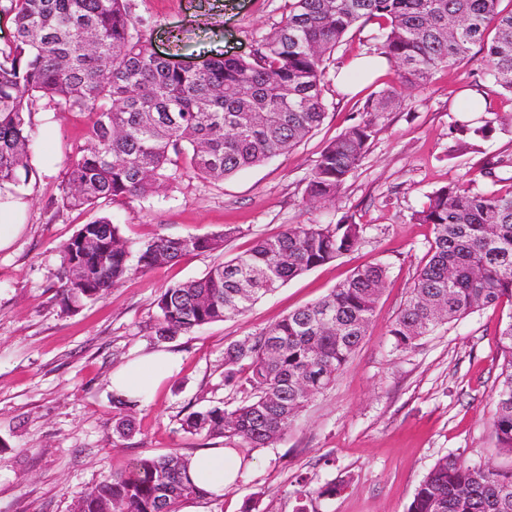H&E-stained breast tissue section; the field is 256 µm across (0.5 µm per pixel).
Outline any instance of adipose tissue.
Here are the masks:
<instances>
[{"label": "adipose tissue", "instance_id": "1", "mask_svg": "<svg viewBox=\"0 0 512 512\" xmlns=\"http://www.w3.org/2000/svg\"><path fill=\"white\" fill-rule=\"evenodd\" d=\"M175 359L168 354H147L129 361L112 374V388L132 400L151 397L160 382L176 369ZM241 461L233 450L210 448L197 453L189 461V474L202 488L218 492L235 479Z\"/></svg>", "mask_w": 512, "mask_h": 512}]
</instances>
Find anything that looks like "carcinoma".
<instances>
[{
  "label": "carcinoma",
  "mask_w": 512,
  "mask_h": 512,
  "mask_svg": "<svg viewBox=\"0 0 512 512\" xmlns=\"http://www.w3.org/2000/svg\"><path fill=\"white\" fill-rule=\"evenodd\" d=\"M503 0H292L288 16L255 40L247 57L199 56L172 67L153 56L130 0H11L13 40L0 47V190L27 183L36 141L34 99L87 114V141L59 187L66 210L149 199L183 175L222 180L300 145L322 124L326 61L355 28L373 25L366 54L395 68L399 86L369 94L362 111L389 112L401 90L441 68L484 52L485 79L512 95V8ZM494 35H489V32ZM376 130L360 121L326 144L307 185L308 200H336ZM433 226L427 259L388 330L406 351L437 326L512 301V193L440 187L411 214ZM362 228L287 224L248 252L202 277L164 289L155 334L179 336L247 312L261 297L354 248ZM227 234L132 241L109 216L89 221L60 246L63 310L108 294L133 272L175 264L190 253H224ZM388 268L355 271L318 301L227 346L224 387L239 396L189 413L184 432L237 439L263 448L288 434L310 398L348 366L366 335ZM503 356L493 433L512 454V315L501 323ZM189 458L171 452L139 458L80 492L79 512H179L193 498L218 494L195 485ZM346 481L297 491L295 512ZM407 512H512V469L495 472L454 455L439 458Z\"/></svg>",
  "instance_id": "carcinoma-1"
}]
</instances>
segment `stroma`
Returning <instances> with one entry per match:
<instances>
[{"mask_svg":"<svg viewBox=\"0 0 512 512\" xmlns=\"http://www.w3.org/2000/svg\"><path fill=\"white\" fill-rule=\"evenodd\" d=\"M289 0H132L151 46L176 60L207 52L249 54L255 39L288 14ZM486 109L463 111L476 89ZM369 93L325 88L319 129L288 154L225 179L186 177L144 202L104 203L94 212L59 209L69 156L82 145L88 117L38 103L29 181L19 197L22 226L0 250V512H70L76 494L139 458L206 448L237 450L245 466L221 498L193 499L184 512H293L301 484L344 480L333 497L307 500L309 512H406L435 460L512 467L495 446L491 422L503 359L497 346L512 303L480 308L439 326L415 348L393 351L388 329L403 307L434 234L410 220L427 194L452 182L512 192V169L498 182L483 169L512 155V96L483 76L471 49L458 65L403 90L375 117L376 134L335 203H309L306 186L322 148L362 121ZM498 116L485 137L460 124ZM95 215L111 216L133 239L229 232L223 256L190 254L177 264L128 276L112 292L66 312L56 297L60 245ZM351 216L363 228L352 250L287 282L244 315L173 337L155 335V301L170 285L202 277L219 258L251 249L287 224H333ZM384 264L388 278L367 333L348 367L315 395L288 434L265 448L181 430L182 419L228 399L224 350L301 306L358 269ZM177 356L178 367L132 414L125 437L112 374L150 354Z\"/></svg>","mask_w":512,"mask_h":512,"instance_id":"1","label":"stroma"}]
</instances>
